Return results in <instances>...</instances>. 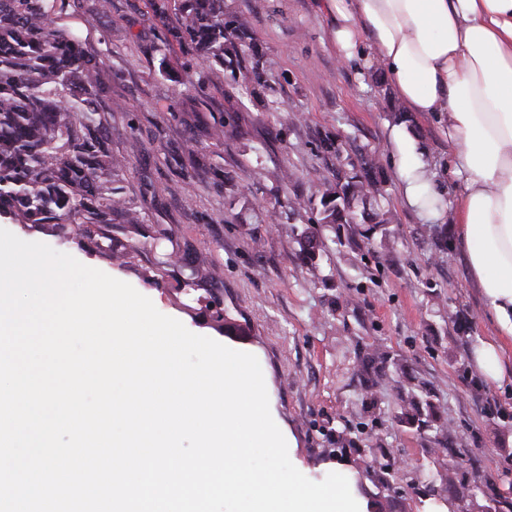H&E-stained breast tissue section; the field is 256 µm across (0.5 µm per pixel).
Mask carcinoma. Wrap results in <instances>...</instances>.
Returning a JSON list of instances; mask_svg holds the SVG:
<instances>
[{
    "mask_svg": "<svg viewBox=\"0 0 512 512\" xmlns=\"http://www.w3.org/2000/svg\"><path fill=\"white\" fill-rule=\"evenodd\" d=\"M163 17L172 12V38L190 43L199 64L242 77L250 102L264 107L273 87L264 77L248 25L224 9V0H147ZM65 0H0V217L15 224L70 225L73 240L97 237L112 247V225L130 224L134 240L156 250L162 234L140 219L125 196V158L106 134L102 61L62 21ZM362 173L311 177L323 187L318 223L381 227L386 213L373 204L380 193L375 157Z\"/></svg>",
    "mask_w": 512,
    "mask_h": 512,
    "instance_id": "cac0c4a2",
    "label": "carcinoma"
}]
</instances>
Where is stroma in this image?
I'll return each instance as SVG.
<instances>
[{
    "label": "stroma",
    "mask_w": 512,
    "mask_h": 512,
    "mask_svg": "<svg viewBox=\"0 0 512 512\" xmlns=\"http://www.w3.org/2000/svg\"><path fill=\"white\" fill-rule=\"evenodd\" d=\"M100 3L74 0L68 21L102 61L125 192L139 216L172 233L169 266L192 264L205 278L187 288L151 254L81 248L53 224L0 227L131 284L191 332L255 355L296 442L290 460L309 479L341 464L370 512H426L446 473L476 493L453 512H512V384L498 387L476 368L474 348L495 328L452 220L427 234L404 199L388 145L395 96L379 63L339 57L323 0H226L247 21L275 88L272 104L256 107L224 69L200 67L190 44L161 62L175 16L159 17L145 0ZM411 120L433 178L454 198L447 139L431 120ZM226 122L238 140L217 138ZM367 150L378 156V204L391 224L371 233L315 224L320 195L308 172H352ZM257 166L265 175L255 181ZM286 166L299 178L278 183ZM230 175L243 193L231 211ZM296 195L303 207L286 211ZM258 202L282 208L280 222L256 223ZM305 231L320 242L311 256L299 243Z\"/></svg>",
    "instance_id": "stroma-1"
}]
</instances>
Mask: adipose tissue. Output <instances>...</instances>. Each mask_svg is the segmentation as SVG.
<instances>
[{"label":"adipose tissue","mask_w":512,"mask_h":512,"mask_svg":"<svg viewBox=\"0 0 512 512\" xmlns=\"http://www.w3.org/2000/svg\"><path fill=\"white\" fill-rule=\"evenodd\" d=\"M346 59L371 54L407 111L435 121L461 189L429 175L415 135L391 134L408 204L428 221L451 210L467 265L495 325L474 352L499 384L512 346V0H325Z\"/></svg>","instance_id":"adipose-tissue-1"}]
</instances>
